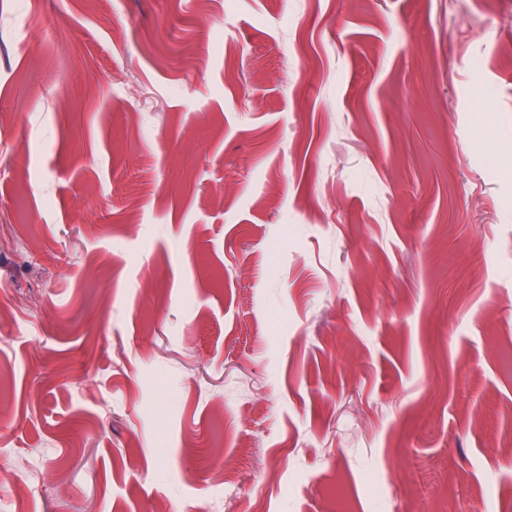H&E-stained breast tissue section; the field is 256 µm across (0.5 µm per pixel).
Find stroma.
Returning a JSON list of instances; mask_svg holds the SVG:
<instances>
[{"label": "stroma", "mask_w": 512, "mask_h": 512, "mask_svg": "<svg viewBox=\"0 0 512 512\" xmlns=\"http://www.w3.org/2000/svg\"><path fill=\"white\" fill-rule=\"evenodd\" d=\"M512 0H0V512H512Z\"/></svg>", "instance_id": "1"}]
</instances>
